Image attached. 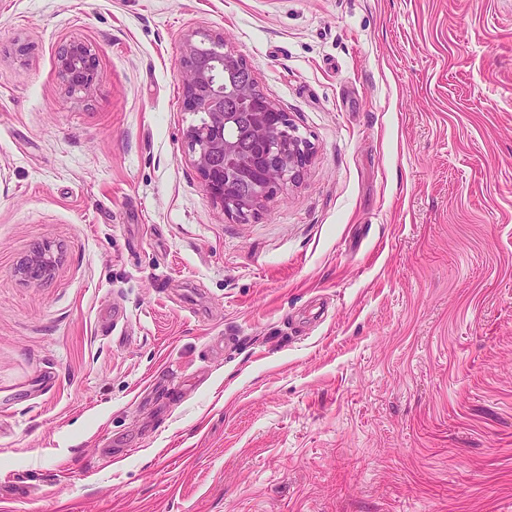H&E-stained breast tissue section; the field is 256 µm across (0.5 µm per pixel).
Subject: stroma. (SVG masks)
<instances>
[{"label":"stroma","instance_id":"obj_1","mask_svg":"<svg viewBox=\"0 0 512 512\" xmlns=\"http://www.w3.org/2000/svg\"><path fill=\"white\" fill-rule=\"evenodd\" d=\"M205 35L312 147L242 222ZM0 512H512V0H0ZM58 73L69 92L87 89L96 79L93 53L85 42L73 40L58 49Z\"/></svg>","mask_w":512,"mask_h":512}]
</instances>
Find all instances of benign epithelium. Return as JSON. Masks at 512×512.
Wrapping results in <instances>:
<instances>
[{"label":"benign epithelium","mask_w":512,"mask_h":512,"mask_svg":"<svg viewBox=\"0 0 512 512\" xmlns=\"http://www.w3.org/2000/svg\"><path fill=\"white\" fill-rule=\"evenodd\" d=\"M209 51L204 42L186 41L178 80L184 89V106L190 112H205L207 127H191L186 139L194 155L195 166L204 180L210 198L219 203L228 217L243 221L251 216L263 201L296 183L307 164L311 147L296 135L279 106L263 98L261 106L247 113L252 142L239 145L224 139V126L235 122L240 114L224 104V82L213 78L212 64L200 60ZM223 71L238 70L237 93L253 97L259 93L247 64L226 52H216ZM93 53L85 42L69 41L58 49V73L67 89L75 92L87 89L96 79ZM233 156L238 165L232 172L224 169V159ZM53 262L46 251L39 249L28 259L23 271L38 277L49 275Z\"/></svg>","instance_id":"1"}]
</instances>
